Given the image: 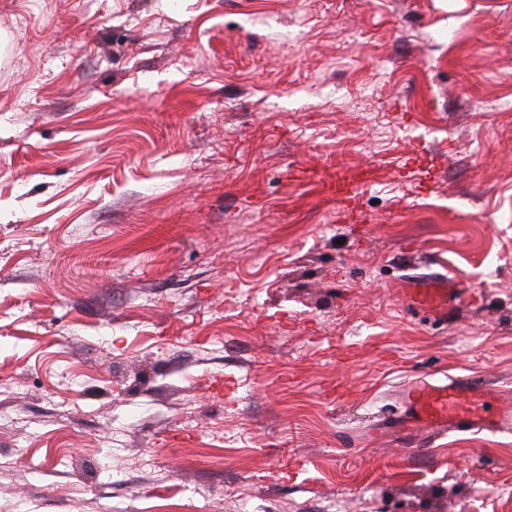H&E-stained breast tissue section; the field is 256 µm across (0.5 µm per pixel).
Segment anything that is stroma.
Instances as JSON below:
<instances>
[{
	"label": "stroma",
	"mask_w": 512,
	"mask_h": 512,
	"mask_svg": "<svg viewBox=\"0 0 512 512\" xmlns=\"http://www.w3.org/2000/svg\"><path fill=\"white\" fill-rule=\"evenodd\" d=\"M416 375L512 402V0H0V512H512ZM399 290L408 307L443 324L456 317L464 302L462 288L447 276L404 281Z\"/></svg>",
	"instance_id": "35a3bbf8"
}]
</instances>
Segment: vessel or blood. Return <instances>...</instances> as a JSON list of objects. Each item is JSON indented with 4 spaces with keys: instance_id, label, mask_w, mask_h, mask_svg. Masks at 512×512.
Returning <instances> with one entry per match:
<instances>
[{
    "instance_id": "b4317fda",
    "label": "vessel or blood",
    "mask_w": 512,
    "mask_h": 512,
    "mask_svg": "<svg viewBox=\"0 0 512 512\" xmlns=\"http://www.w3.org/2000/svg\"><path fill=\"white\" fill-rule=\"evenodd\" d=\"M400 293L408 307L443 324L456 317L464 302L462 289L445 276L405 281ZM401 398L400 420L416 435L512 430V407H495L492 392L473 379L409 380Z\"/></svg>"
}]
</instances>
